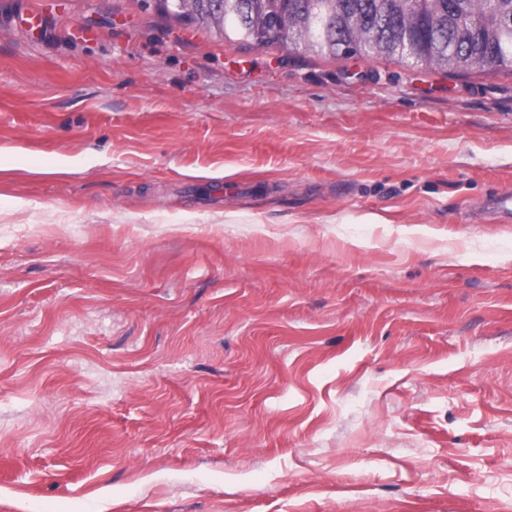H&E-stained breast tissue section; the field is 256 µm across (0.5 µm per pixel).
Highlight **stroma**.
<instances>
[{"label": "stroma", "instance_id": "35a3bbf8", "mask_svg": "<svg viewBox=\"0 0 512 512\" xmlns=\"http://www.w3.org/2000/svg\"><path fill=\"white\" fill-rule=\"evenodd\" d=\"M504 191L510 70L0 0V512H512Z\"/></svg>", "mask_w": 512, "mask_h": 512}]
</instances>
